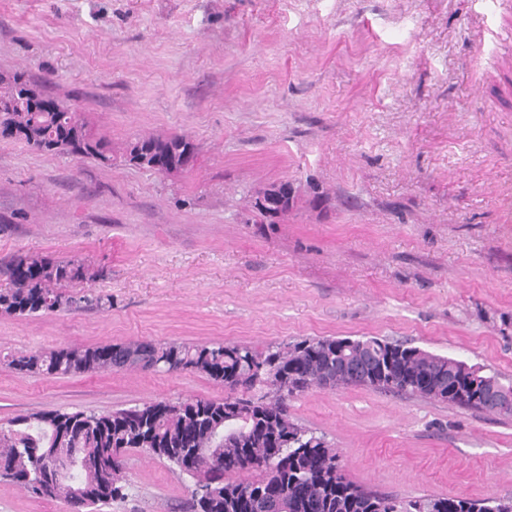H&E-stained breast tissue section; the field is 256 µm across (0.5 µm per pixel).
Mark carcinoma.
I'll return each instance as SVG.
<instances>
[{
  "instance_id": "1",
  "label": "carcinoma",
  "mask_w": 512,
  "mask_h": 512,
  "mask_svg": "<svg viewBox=\"0 0 512 512\" xmlns=\"http://www.w3.org/2000/svg\"><path fill=\"white\" fill-rule=\"evenodd\" d=\"M0 138L24 141L42 153L66 152L112 162V150L92 135L69 106L48 95L25 72L0 73ZM157 159L156 172L196 155L185 135L139 136L135 147ZM11 288L0 291V314L29 317L69 307L60 288L86 276L73 260L38 254L12 258L3 268ZM21 375L67 376L128 369L187 371L224 384L221 400L186 399L158 407L144 403L113 412L46 411L0 423V465L27 493L70 504L76 490L85 507L125 498L121 455L140 449L208 489L193 496V512H512V500L420 496L402 500L360 488L341 472L324 437L295 423L286 401L312 388L354 384L492 412L493 395L512 396V382L463 361L377 337L302 339L259 351L251 345H187L145 341L47 349L14 356ZM48 448H71L67 479L43 490ZM257 472L254 480H240Z\"/></svg>"
}]
</instances>
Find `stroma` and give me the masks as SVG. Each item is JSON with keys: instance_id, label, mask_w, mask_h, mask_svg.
<instances>
[{"instance_id": "35a3bbf8", "label": "stroma", "mask_w": 512, "mask_h": 512, "mask_svg": "<svg viewBox=\"0 0 512 512\" xmlns=\"http://www.w3.org/2000/svg\"><path fill=\"white\" fill-rule=\"evenodd\" d=\"M77 101L112 162L0 139V264L82 259L101 309L0 315V420L221 399L191 372L22 376L12 356L146 340L257 349L375 336L512 379V6L489 0H0V72ZM188 135V170L124 160ZM288 180V214L256 193ZM347 480L408 500L512 497V416L364 387L290 398ZM102 512H190L192 479L125 453ZM0 512H71L0 481Z\"/></svg>"}]
</instances>
